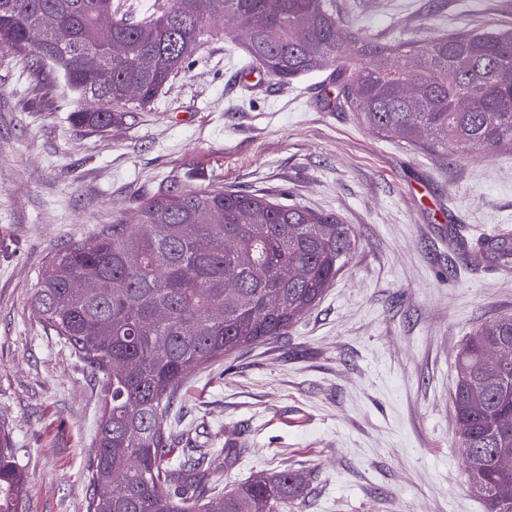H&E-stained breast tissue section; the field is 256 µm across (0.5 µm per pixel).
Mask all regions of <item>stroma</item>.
I'll use <instances>...</instances> for the list:
<instances>
[{"label": "stroma", "mask_w": 512, "mask_h": 512, "mask_svg": "<svg viewBox=\"0 0 512 512\" xmlns=\"http://www.w3.org/2000/svg\"><path fill=\"white\" fill-rule=\"evenodd\" d=\"M365 37L424 43L512 27V0H336ZM204 60L107 134L73 126L66 87L36 98L0 50V430L27 477L24 512H87L100 385L31 305L50 253L170 179L287 195L352 226L358 246L287 335L192 374L169 416L225 488L298 470L292 512H485L467 481L454 363L512 315V262L468 264L512 231V148L446 155L377 137L331 108L328 72L244 82L224 21ZM243 453L225 462L229 445Z\"/></svg>", "instance_id": "stroma-1"}]
</instances>
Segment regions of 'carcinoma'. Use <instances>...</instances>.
I'll return each instance as SVG.
<instances>
[{"mask_svg":"<svg viewBox=\"0 0 512 512\" xmlns=\"http://www.w3.org/2000/svg\"><path fill=\"white\" fill-rule=\"evenodd\" d=\"M227 16L250 64L283 83L331 70L339 105L382 136L452 155L512 146L510 26L418 44L363 36L336 0H155L141 19L112 0H0V49L34 92L63 80L83 102L73 123L104 133L189 71L210 22ZM483 245L512 255L506 235ZM356 248L334 214L172 182L54 250L32 305L101 380L87 512H288L304 486L297 470L214 495L208 453L177 454L168 413L191 372L301 322ZM511 350L512 316H501L475 328L455 361L459 444L486 512H512ZM26 491L0 432V512H23Z\"/></svg>","mask_w":512,"mask_h":512,"instance_id":"1","label":"carcinoma"}]
</instances>
